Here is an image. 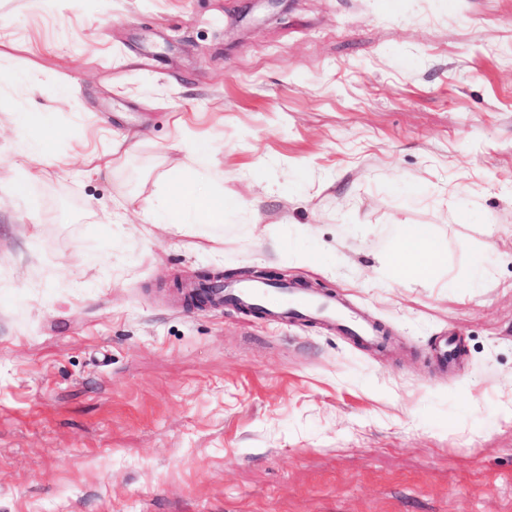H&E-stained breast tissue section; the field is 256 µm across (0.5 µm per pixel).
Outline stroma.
I'll use <instances>...</instances> for the list:
<instances>
[{
	"label": "stroma",
	"instance_id": "35a3bbf8",
	"mask_svg": "<svg viewBox=\"0 0 512 512\" xmlns=\"http://www.w3.org/2000/svg\"><path fill=\"white\" fill-rule=\"evenodd\" d=\"M246 270L387 338L186 304ZM510 405L512 0H0V512H512ZM187 179L169 186L148 210L154 224H220L224 221V200L213 195L203 175L190 170ZM193 186L189 189L188 186ZM198 187V188H197ZM447 264V255L432 235L428 225H405L394 266L404 278L427 282Z\"/></svg>",
	"mask_w": 512,
	"mask_h": 512
}]
</instances>
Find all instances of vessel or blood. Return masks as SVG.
<instances>
[{"label": "vessel or blood", "mask_w": 512, "mask_h": 512, "mask_svg": "<svg viewBox=\"0 0 512 512\" xmlns=\"http://www.w3.org/2000/svg\"><path fill=\"white\" fill-rule=\"evenodd\" d=\"M224 304L256 313L268 320L331 321L339 333L372 343L378 336L374 326L354 311L337 305L335 298L314 297L301 289L277 283L247 281L224 286L220 290Z\"/></svg>", "instance_id": "b4317fda"}]
</instances>
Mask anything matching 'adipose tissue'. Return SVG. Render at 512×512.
Wrapping results in <instances>:
<instances>
[{
    "label": "adipose tissue",
    "mask_w": 512,
    "mask_h": 512,
    "mask_svg": "<svg viewBox=\"0 0 512 512\" xmlns=\"http://www.w3.org/2000/svg\"><path fill=\"white\" fill-rule=\"evenodd\" d=\"M148 216L156 224H220L224 200L212 194L201 173L192 170L157 197ZM446 263L447 256L429 226L406 225L394 262L402 277L426 282Z\"/></svg>",
    "instance_id": "ef3b65f1"
}]
</instances>
